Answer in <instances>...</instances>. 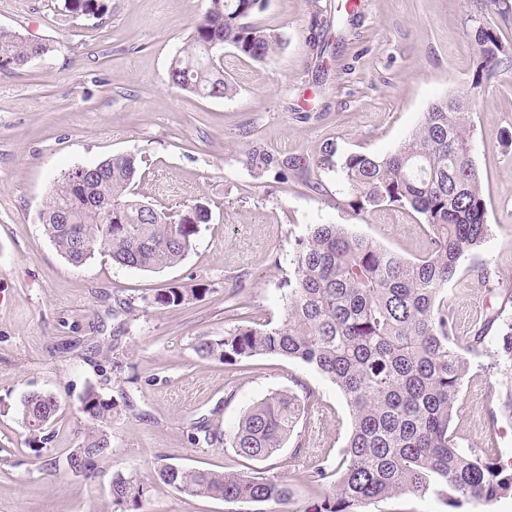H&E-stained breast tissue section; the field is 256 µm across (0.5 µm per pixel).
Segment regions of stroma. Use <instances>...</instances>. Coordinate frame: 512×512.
<instances>
[{
  "label": "stroma",
  "instance_id": "obj_1",
  "mask_svg": "<svg viewBox=\"0 0 512 512\" xmlns=\"http://www.w3.org/2000/svg\"><path fill=\"white\" fill-rule=\"evenodd\" d=\"M89 19L63 0H0V27L50 45L15 72L0 73V512H113L114 474L147 475L166 462L275 475L294 491L283 504L248 512H310L305 479L319 458L338 462L352 414L338 387L279 355L230 366L200 357L197 344L241 319L281 324L283 283L297 240L316 224H345L407 260L428 253L425 225L390 207L360 218L345 204L335 166L352 153L397 151L425 112L463 98L474 125L489 232L448 285L460 335L486 326L467 353L450 431L456 445L512 469V368L494 354L512 317V67L474 85L476 0H267L258 21L283 43L264 63L222 54L234 92L206 98L171 87L167 73L208 0H106ZM327 41L318 53V41ZM301 158L308 170L276 182L247 163L250 142ZM133 153L138 197L158 208L201 201L210 211L192 249L157 272L119 268L108 256L72 265L45 233L42 213L57 180L74 166ZM330 156L332 168L320 167ZM170 283L204 285L201 299L172 308L120 311ZM243 304L244 317L228 313ZM123 358L112 366L113 354ZM119 404L108 428L112 453L84 478L58 468L82 440L87 387ZM278 391L311 392L288 441L263 460L195 442L196 425L230 431L244 411ZM49 392L60 411L34 449L17 409ZM153 483L139 512H228Z\"/></svg>",
  "mask_w": 512,
  "mask_h": 512
}]
</instances>
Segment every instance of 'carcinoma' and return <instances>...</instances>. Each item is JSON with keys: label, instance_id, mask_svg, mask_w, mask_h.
Instances as JSON below:
<instances>
[{"label": "carcinoma", "instance_id": "carcinoma-1", "mask_svg": "<svg viewBox=\"0 0 512 512\" xmlns=\"http://www.w3.org/2000/svg\"><path fill=\"white\" fill-rule=\"evenodd\" d=\"M67 11L100 18L105 0H64ZM266 0H209L188 43L172 59L169 85L210 98L233 92L221 57L208 52L220 42L262 62L281 44L275 30L256 21ZM474 40L481 57L476 83L491 79L512 61V44L485 22ZM51 46L0 27V72L24 67L30 56ZM473 126L464 102L448 96L433 104L399 150L384 158L348 155L340 165L346 205L365 217L398 207L429 228V253L406 260L343 224H318L296 243L294 271L286 281V318L279 326L238 325L217 339H204L197 353L236 366L252 357L278 354L298 360L330 379L352 411V428L333 467L319 460L307 486H330L314 512H367L370 505L403 495L429 492L452 508L471 512L512 495V470L493 459L457 448L448 434L467 359L454 342L456 322L448 304V283L461 258L477 250L488 235L480 177L471 158ZM247 162L257 173L273 172L279 183L301 174L299 158L252 145ZM138 161L115 155L94 166H76L54 186L44 229L57 251L80 266L103 250L112 262L156 272L181 262L200 225L208 222L201 203L174 212L143 208L135 179ZM206 288L171 284L148 298L149 306L178 307L207 293ZM496 355L512 363V319L503 322ZM305 402L293 392H275L254 403L229 433L207 424L195 427L203 441L220 440L240 456L264 459L283 447L299 423ZM60 404L51 393L25 395L18 407L33 441L49 440ZM81 412L90 420L82 443L62 467L90 477L77 452L105 461L111 453L108 425L118 405L88 387ZM160 481L192 496L231 505L281 503L293 491L284 480L262 472L242 475L165 463L149 477L113 475L109 494L114 512H137L151 484Z\"/></svg>", "mask_w": 512, "mask_h": 512}]
</instances>
